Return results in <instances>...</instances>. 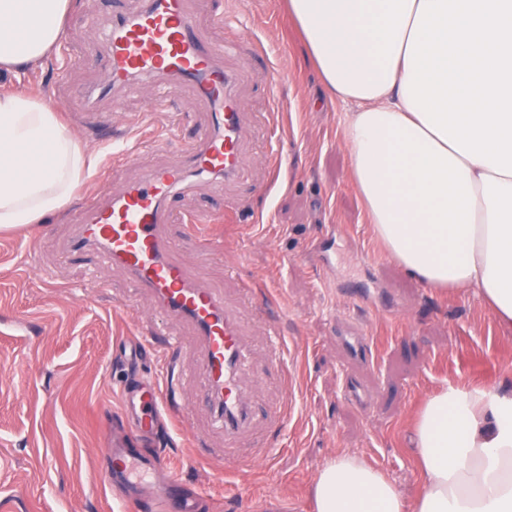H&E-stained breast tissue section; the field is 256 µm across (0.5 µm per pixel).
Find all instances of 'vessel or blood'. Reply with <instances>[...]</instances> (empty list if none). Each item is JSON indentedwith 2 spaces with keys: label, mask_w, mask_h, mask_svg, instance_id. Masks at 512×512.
Wrapping results in <instances>:
<instances>
[{
  "label": "vessel or blood",
  "mask_w": 512,
  "mask_h": 512,
  "mask_svg": "<svg viewBox=\"0 0 512 512\" xmlns=\"http://www.w3.org/2000/svg\"><path fill=\"white\" fill-rule=\"evenodd\" d=\"M209 15H202L200 0H143L131 10L113 11L107 32L106 65L86 95L120 108L122 99L142 96L152 79H160L152 108L160 112L169 90H190L205 114L197 134L186 144L181 159L129 177L125 170L136 156L125 150L112 158V185L95 189L84 199L79 235L71 252L96 246L101 257L122 269L134 288L166 317L189 325L203 347V359L194 373L202 379L205 404L224 424V446L214 456L225 468L244 472L264 455L267 434L288 417L287 402H280L264 417H257L254 399L260 385L246 368L251 328L242 306L252 297L249 287L231 298L206 285L201 264L212 256L208 241H201L196 258L177 255L172 238L174 202L194 180L223 179L225 210L239 212L245 197L235 189L248 158L252 131L238 93L250 77L252 60L263 57L259 44L248 39L216 41L202 34L203 27L226 26L223 0H210ZM266 346L280 373H287L281 318L274 308L264 313ZM177 383L164 386L133 381L121 390L123 407L133 435L156 434L176 396ZM112 467L106 479L123 482L131 465L150 471L156 462L132 457L125 448L106 453ZM179 477H171L153 493L165 512H196L197 497L179 494Z\"/></svg>",
  "instance_id": "obj_1"
}]
</instances>
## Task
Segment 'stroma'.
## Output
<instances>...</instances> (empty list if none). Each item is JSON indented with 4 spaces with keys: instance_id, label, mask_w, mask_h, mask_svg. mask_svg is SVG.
<instances>
[{
    "instance_id": "stroma-1",
    "label": "stroma",
    "mask_w": 512,
    "mask_h": 512,
    "mask_svg": "<svg viewBox=\"0 0 512 512\" xmlns=\"http://www.w3.org/2000/svg\"><path fill=\"white\" fill-rule=\"evenodd\" d=\"M231 20L225 38L250 36L269 53L267 77L244 90L247 111L278 110L288 160L264 164L269 148L257 124L251 181L267 192L235 219H219L199 235L223 244L202 272L215 288L254 279L258 297L281 304L295 388L293 413L277 433L268 459L238 479L239 499L225 495L224 469L192 457L187 428L204 445H224V429L187 379L177 400L190 414L165 422L152 444L125 437L121 385L142 376L163 382L166 367L135 345L154 326L188 339L190 329L134 302L125 273L94 252L69 255L72 219L86 191L108 184L112 157L103 139L73 129L96 156L92 175L57 212L36 224L0 231V512H131L130 500L148 495L175 473L211 497L199 512H313L312 477L341 453L383 470L405 497L420 478L412 448L414 413L448 383L496 387L512 380V337L473 291L443 294L416 280L375 239L351 178L341 137L347 105L331 99L291 25L282 0H224ZM112 0H74L57 52L25 68L11 87L47 100L69 123L88 101L70 89L90 85L98 60L74 62L65 86L49 94L63 56L91 33L106 31ZM171 109L152 111L126 99L109 122L118 141L140 145V166L171 163L185 141L162 132L173 114L200 117L186 91L170 94ZM335 233L328 251L332 287H321L308 251L318 234ZM128 443L158 462L155 472L133 471L124 493L99 475L95 451Z\"/></svg>"
}]
</instances>
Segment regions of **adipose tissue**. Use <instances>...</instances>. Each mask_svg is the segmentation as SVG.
<instances>
[{"mask_svg": "<svg viewBox=\"0 0 512 512\" xmlns=\"http://www.w3.org/2000/svg\"><path fill=\"white\" fill-rule=\"evenodd\" d=\"M70 0H0V76L59 44ZM328 93L376 238L404 270L470 288L512 333V0H286ZM95 166L54 107L0 90V227L60 209ZM413 500L346 453L314 512H512V388L448 385L414 423Z\"/></svg>", "mask_w": 512, "mask_h": 512, "instance_id": "1", "label": "adipose tissue"}]
</instances>
